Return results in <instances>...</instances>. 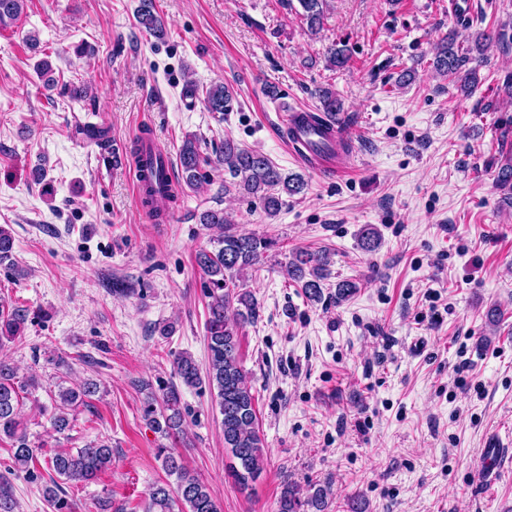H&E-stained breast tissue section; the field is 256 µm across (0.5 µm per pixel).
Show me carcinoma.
I'll use <instances>...</instances> for the list:
<instances>
[{
    "label": "carcinoma",
    "mask_w": 512,
    "mask_h": 512,
    "mask_svg": "<svg viewBox=\"0 0 512 512\" xmlns=\"http://www.w3.org/2000/svg\"><path fill=\"white\" fill-rule=\"evenodd\" d=\"M302 16L312 33L323 28L325 0H298ZM27 0H0V28L19 19ZM139 25L156 36L163 35L164 23L157 15L154 0H140L137 10ZM459 33L451 30L436 45L432 62L441 76L457 80L462 93H469L479 83L478 68H465L473 59L484 63L485 47L490 34L482 31L464 37L467 45L458 41ZM351 55L346 46L332 45L328 50L329 67L343 69L349 66ZM321 112L330 122L343 111V103L336 91L329 87L315 90ZM204 103L208 111L224 113L229 110L230 95L222 84L210 86L205 91ZM179 163L185 185L193 186L200 181V168L204 164L224 166L232 177L238 179L236 187L259 200L268 216L280 211L282 194L300 195L307 189V182L300 176H285L264 154L241 147L232 139L224 140V146L211 160L200 154L196 138L188 136L179 150ZM201 223L222 231L217 239L218 249L197 253L195 261L203 275V288L209 298L206 332L210 352L207 373L210 391L222 416L221 426L224 448L230 454L227 474L240 489L249 488L264 469L265 444L258 426L255 397L246 374L240 364L239 328L257 319V302L241 279V273L255 266L274 241L252 233L235 230L231 217L222 210H209L202 214ZM14 241L9 231L0 226V263L9 262L15 273L23 274L12 262ZM330 255L325 251L311 252L297 249L285 265V275L301 285L305 296L318 301L322 296V282L330 275ZM26 313L19 309H0V347L20 335ZM174 373L184 385L195 387L202 384L198 368L186 354L177 356ZM24 385L17 380L15 368L0 359V439L10 442V459L15 472H34L38 460L36 448L31 446L27 430L22 427V402L20 392ZM99 391V384L87 379L75 387L58 386L54 395L57 411L51 416V425L59 432L70 427L69 411L87 404ZM144 417L148 425L161 437L171 441L170 447L157 449L156 458L168 477L175 482L157 483L149 493L144 512H173L177 504L185 512H220L219 505L207 485L184 464L175 449L177 439L183 433L181 395L171 386L157 400L147 392ZM49 468L66 481L90 483L112 466V448L105 442H93L71 451L60 448L47 460ZM61 487L53 483L43 490L44 497L58 510L71 512L72 505L60 496ZM327 489L317 482L308 485L306 493L287 486L276 503V512H324L327 505Z\"/></svg>",
    "instance_id": "obj_1"
}]
</instances>
